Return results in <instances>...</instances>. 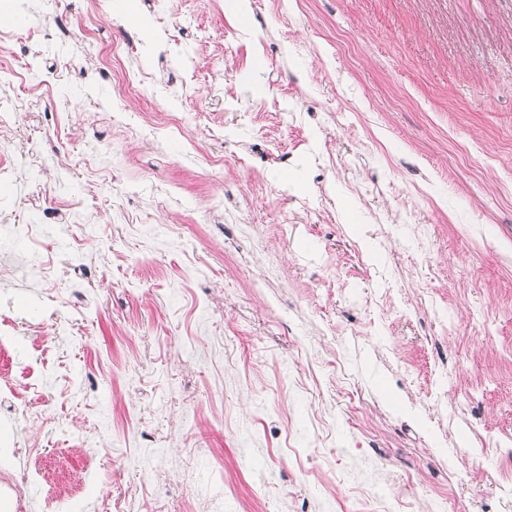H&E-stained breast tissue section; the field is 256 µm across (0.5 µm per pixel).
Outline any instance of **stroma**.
<instances>
[{"label":"stroma","mask_w":512,"mask_h":512,"mask_svg":"<svg viewBox=\"0 0 512 512\" xmlns=\"http://www.w3.org/2000/svg\"><path fill=\"white\" fill-rule=\"evenodd\" d=\"M25 3L0 11V99L22 104L0 126L15 163L0 319L19 359L29 337L55 340L39 416L13 434L46 450L52 481L81 479L73 512L121 496L182 512L187 489L166 477L186 466L202 498L223 468L224 512H347L356 457L394 474L382 494L407 512H512L484 491L492 456L450 458L459 436L512 435V0H301L289 16L250 0L244 22L225 0H139L141 25L120 0ZM59 23L68 34L33 41ZM116 46L155 73L139 98L100 75ZM163 109L182 113V137L139 138L142 113ZM63 199L95 222L52 230ZM28 224L71 256L50 299ZM441 352L469 365L443 434ZM452 469L469 473L453 498Z\"/></svg>","instance_id":"stroma-1"}]
</instances>
